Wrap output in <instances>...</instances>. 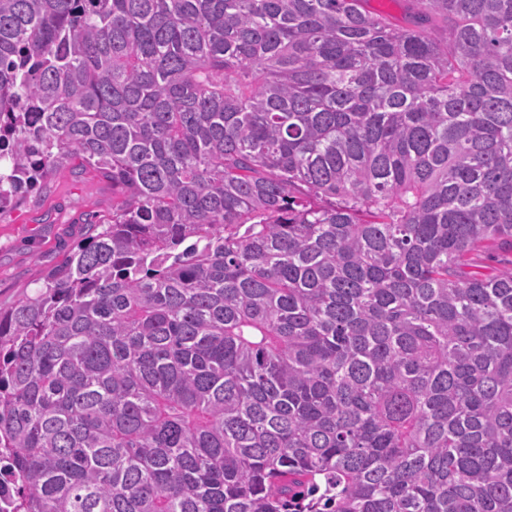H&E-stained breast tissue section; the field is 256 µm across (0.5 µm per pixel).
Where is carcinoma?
I'll list each match as a JSON object with an SVG mask.
<instances>
[{"mask_svg": "<svg viewBox=\"0 0 512 512\" xmlns=\"http://www.w3.org/2000/svg\"><path fill=\"white\" fill-rule=\"evenodd\" d=\"M368 2L0 0L9 512H512V0ZM75 160L16 206L0 211V307L41 285L45 273L84 241L91 214L112 213V184Z\"/></svg>", "mask_w": 512, "mask_h": 512, "instance_id": "cac0c4a2", "label": "carcinoma"}]
</instances>
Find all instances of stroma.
<instances>
[{
	"instance_id": "stroma-1",
	"label": "stroma",
	"mask_w": 512,
	"mask_h": 512,
	"mask_svg": "<svg viewBox=\"0 0 512 512\" xmlns=\"http://www.w3.org/2000/svg\"><path fill=\"white\" fill-rule=\"evenodd\" d=\"M111 212V183L74 164L0 210V307L40 286L45 273L83 242L90 215Z\"/></svg>"
}]
</instances>
